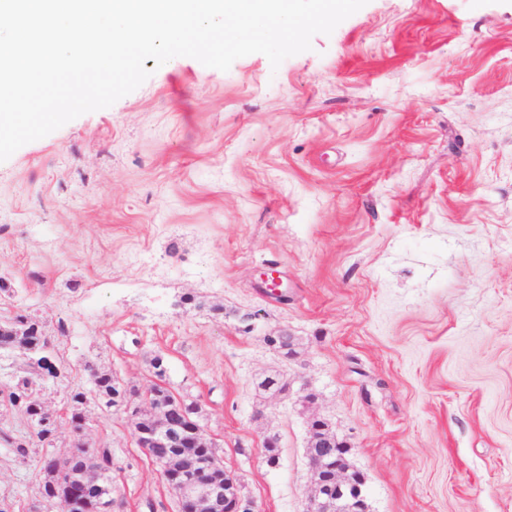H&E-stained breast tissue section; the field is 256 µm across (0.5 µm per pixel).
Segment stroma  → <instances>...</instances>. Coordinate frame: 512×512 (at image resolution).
Listing matches in <instances>:
<instances>
[{
	"label": "stroma",
	"instance_id": "stroma-1",
	"mask_svg": "<svg viewBox=\"0 0 512 512\" xmlns=\"http://www.w3.org/2000/svg\"><path fill=\"white\" fill-rule=\"evenodd\" d=\"M145 66L0 162V316L60 368L33 391L51 443L0 404V500L64 512L39 459L81 438L112 453V512H180L123 409L88 400L75 433L94 368L196 402L255 512H306L316 416L370 512H512V0H368L276 69Z\"/></svg>",
	"mask_w": 512,
	"mask_h": 512
}]
</instances>
